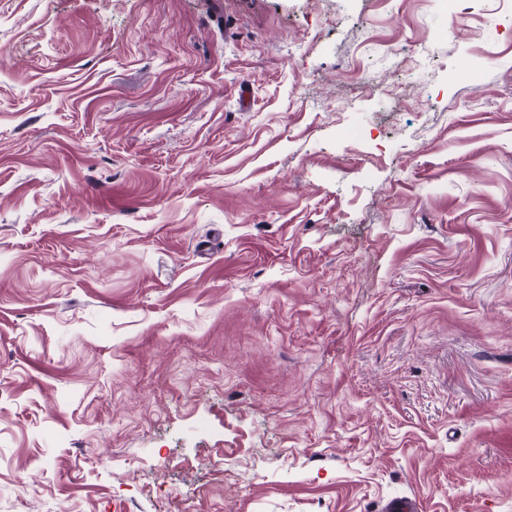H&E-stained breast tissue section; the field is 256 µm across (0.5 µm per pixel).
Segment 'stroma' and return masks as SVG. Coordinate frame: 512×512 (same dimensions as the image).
<instances>
[{"label":"stroma","mask_w":512,"mask_h":512,"mask_svg":"<svg viewBox=\"0 0 512 512\" xmlns=\"http://www.w3.org/2000/svg\"><path fill=\"white\" fill-rule=\"evenodd\" d=\"M402 496L512 512V0H0V512Z\"/></svg>","instance_id":"stroma-1"}]
</instances>
